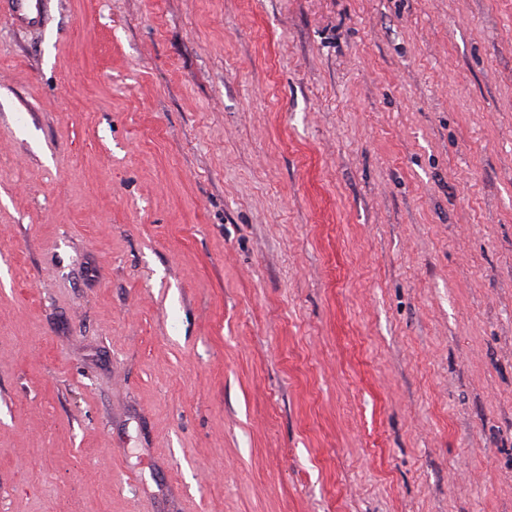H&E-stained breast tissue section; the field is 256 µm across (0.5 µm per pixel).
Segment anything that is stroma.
I'll use <instances>...</instances> for the list:
<instances>
[{
    "instance_id": "1",
    "label": "stroma",
    "mask_w": 512,
    "mask_h": 512,
    "mask_svg": "<svg viewBox=\"0 0 512 512\" xmlns=\"http://www.w3.org/2000/svg\"><path fill=\"white\" fill-rule=\"evenodd\" d=\"M0 512H512V0L0 18Z\"/></svg>"
}]
</instances>
